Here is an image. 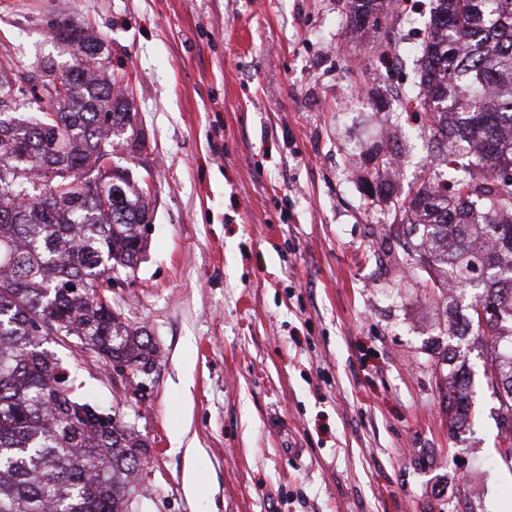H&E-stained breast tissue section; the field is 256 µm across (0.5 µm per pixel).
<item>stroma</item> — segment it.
<instances>
[{
    "label": "stroma",
    "mask_w": 512,
    "mask_h": 512,
    "mask_svg": "<svg viewBox=\"0 0 512 512\" xmlns=\"http://www.w3.org/2000/svg\"><path fill=\"white\" fill-rule=\"evenodd\" d=\"M417 7L400 0L377 35L350 27L349 0H0L15 64L74 65L53 31L88 25L126 90L118 158L152 223L112 307L157 364L139 389L48 349L148 442L133 512H512L482 348L449 339L396 239L428 177L413 137L428 114L399 109ZM377 146L402 165L373 203ZM453 349L478 411L455 433L437 387Z\"/></svg>",
    "instance_id": "1"
}]
</instances>
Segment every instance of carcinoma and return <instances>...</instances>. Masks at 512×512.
<instances>
[{
	"instance_id": "cac0c4a2",
	"label": "carcinoma",
	"mask_w": 512,
	"mask_h": 512,
	"mask_svg": "<svg viewBox=\"0 0 512 512\" xmlns=\"http://www.w3.org/2000/svg\"><path fill=\"white\" fill-rule=\"evenodd\" d=\"M427 36L408 100L430 112L418 137L429 175L403 200L416 282L430 292L470 288L474 295L448 335L486 342L484 365L496 370L502 426H512V0H430ZM356 21L381 28L377 0H351ZM77 64L40 65L44 84L67 87L33 120L0 112V512H132L146 442L113 416L77 397L55 374L44 348L81 343L132 376L155 365L147 333L112 311L109 293L141 261L150 224L147 196L128 185L103 205L98 177L112 157L115 129L126 126L112 80L92 69L101 50L89 28L58 27ZM20 70L0 65V95L15 83L14 112L27 111L35 88ZM389 157L376 158L375 192ZM487 310L480 321L472 305ZM472 379L444 374L451 428L476 419Z\"/></svg>"
}]
</instances>
